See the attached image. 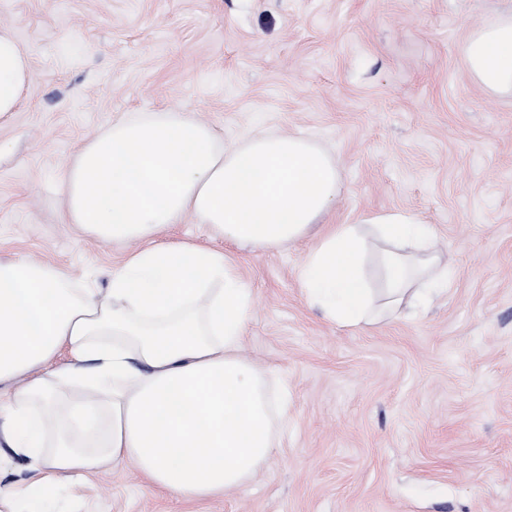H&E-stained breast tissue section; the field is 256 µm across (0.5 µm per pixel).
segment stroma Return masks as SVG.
<instances>
[{
  "label": "stroma",
  "mask_w": 512,
  "mask_h": 512,
  "mask_svg": "<svg viewBox=\"0 0 512 512\" xmlns=\"http://www.w3.org/2000/svg\"><path fill=\"white\" fill-rule=\"evenodd\" d=\"M512 0H0L32 62L0 117V259L107 287L128 246L61 223L63 166L94 132L170 107L225 147L261 130L330 149L326 218L407 209L436 228L454 284L366 329L305 300L302 241L243 249L186 220L162 238L227 253L254 289L243 352L288 386L276 455L203 501L130 462L71 486L56 512H512V98L479 87L465 46Z\"/></svg>",
  "instance_id": "stroma-1"
}]
</instances>
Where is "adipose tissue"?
I'll list each match as a JSON object with an SVG mask.
<instances>
[{
    "label": "adipose tissue",
    "mask_w": 512,
    "mask_h": 512,
    "mask_svg": "<svg viewBox=\"0 0 512 512\" xmlns=\"http://www.w3.org/2000/svg\"><path fill=\"white\" fill-rule=\"evenodd\" d=\"M465 65L483 88L512 94V16L471 35ZM31 79L29 56L1 25L0 115L19 109ZM59 193L63 223L141 248L103 290L75 287L47 263L0 260V438L40 473L21 491L0 483V512L20 498L49 512L46 491L122 460L155 488L210 499L275 453L288 392H272L242 352L254 291L224 252L158 242L169 225L190 217L259 251L316 235L298 278L339 327L407 316L452 284L433 225L414 212L324 224L342 193L338 164L294 134H251L227 149L187 113H141L89 138Z\"/></svg>",
    "instance_id": "ef3b65f1"
}]
</instances>
